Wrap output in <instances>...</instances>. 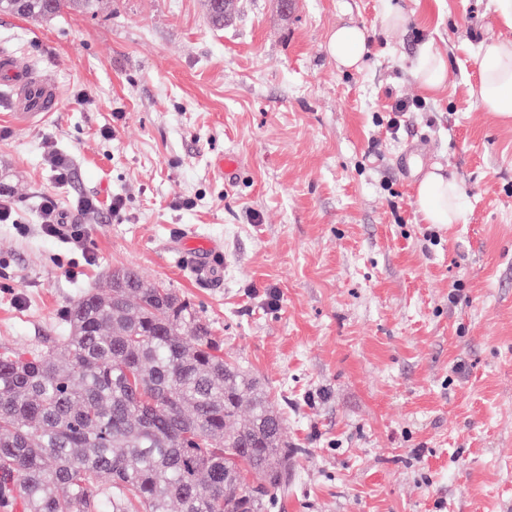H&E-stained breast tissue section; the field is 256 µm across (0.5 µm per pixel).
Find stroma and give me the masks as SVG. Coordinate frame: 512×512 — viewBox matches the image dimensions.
Wrapping results in <instances>:
<instances>
[{
  "mask_svg": "<svg viewBox=\"0 0 512 512\" xmlns=\"http://www.w3.org/2000/svg\"><path fill=\"white\" fill-rule=\"evenodd\" d=\"M394 2L397 30L385 0H236L220 26L207 0L0 15V48L62 93L39 124L0 103L17 209L0 223V341L65 335L73 300L135 267L265 384L301 450L285 512H512V125L474 94L478 46L503 29L491 0ZM343 24L366 31L360 69L327 53ZM425 47L448 62L436 93L414 78ZM415 99L387 133L391 105ZM435 165L463 188L462 223L417 210ZM48 192L83 248L43 235ZM84 196L100 210L79 211ZM191 236L217 244L220 274L198 272Z\"/></svg>",
  "mask_w": 512,
  "mask_h": 512,
  "instance_id": "1",
  "label": "stroma"
}]
</instances>
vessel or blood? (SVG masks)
Returning a JSON list of instances; mask_svg holds the SVG:
<instances>
[{
	"instance_id": "obj_1",
	"label": "vessel or blood",
	"mask_w": 512,
	"mask_h": 512,
	"mask_svg": "<svg viewBox=\"0 0 512 512\" xmlns=\"http://www.w3.org/2000/svg\"><path fill=\"white\" fill-rule=\"evenodd\" d=\"M0 84L7 86L12 114L19 122L44 121L59 107L55 87L41 83L27 62L5 50L0 52Z\"/></svg>"
}]
</instances>
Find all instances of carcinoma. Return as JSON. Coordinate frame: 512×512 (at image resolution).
<instances>
[{"mask_svg": "<svg viewBox=\"0 0 512 512\" xmlns=\"http://www.w3.org/2000/svg\"><path fill=\"white\" fill-rule=\"evenodd\" d=\"M97 0H0L47 19ZM49 345L0 344V503L28 512H269L292 448L265 388L184 295L115 268Z\"/></svg>", "mask_w": 512, "mask_h": 512, "instance_id": "carcinoma-1", "label": "carcinoma"}]
</instances>
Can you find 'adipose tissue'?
Listing matches in <instances>:
<instances>
[{"label": "adipose tissue", "instance_id": "ef3b65f1", "mask_svg": "<svg viewBox=\"0 0 512 512\" xmlns=\"http://www.w3.org/2000/svg\"><path fill=\"white\" fill-rule=\"evenodd\" d=\"M327 49L338 66L360 68L367 51L365 33L356 25L339 26L331 34ZM476 97L501 123H512V39L481 43ZM415 202L428 224H458L464 218L460 183L436 170L417 184Z\"/></svg>", "mask_w": 512, "mask_h": 512}]
</instances>
